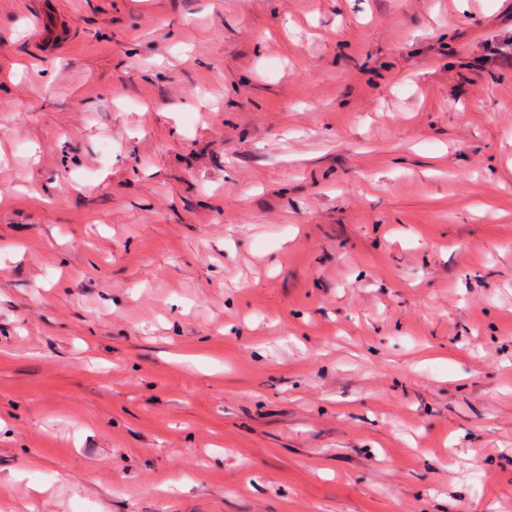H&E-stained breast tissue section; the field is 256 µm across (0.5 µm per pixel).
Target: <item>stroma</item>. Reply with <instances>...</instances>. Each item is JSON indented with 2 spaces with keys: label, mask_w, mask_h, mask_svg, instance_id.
<instances>
[{
  "label": "stroma",
  "mask_w": 512,
  "mask_h": 512,
  "mask_svg": "<svg viewBox=\"0 0 512 512\" xmlns=\"http://www.w3.org/2000/svg\"><path fill=\"white\" fill-rule=\"evenodd\" d=\"M508 39L0 0V512H512Z\"/></svg>",
  "instance_id": "1"
}]
</instances>
